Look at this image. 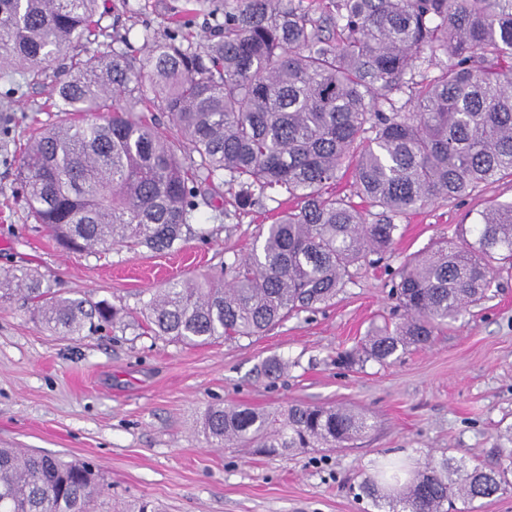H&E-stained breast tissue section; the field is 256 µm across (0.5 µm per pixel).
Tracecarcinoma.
<instances>
[{
  "label": "carcinoma",
  "instance_id": "1",
  "mask_svg": "<svg viewBox=\"0 0 512 512\" xmlns=\"http://www.w3.org/2000/svg\"><path fill=\"white\" fill-rule=\"evenodd\" d=\"M208 3L213 38L193 43L184 21L162 41L146 29L138 58L99 41L98 0H0L1 77L35 85L54 58L68 59L51 103L59 120L27 139L20 164L27 208L64 249L170 250L199 200L226 185L241 208L277 187L294 200L259 247L224 264L231 280L152 292L143 311L154 335L204 345L313 311L391 248L396 217L512 176V0H324L316 19L290 0H191L185 12ZM82 41L96 48L75 51ZM425 65L440 74L417 78ZM403 93L415 111H396ZM131 96L166 113L169 131L137 115ZM348 174L378 210L374 223L328 192ZM472 233L405 261L402 321L372 328L346 361L385 363L425 346L488 298L496 271L512 267V203L489 205ZM18 292L42 325L69 336L121 320L104 300L50 296L32 271L0 278V304ZM372 428L333 406H211L202 418L209 446L267 455L347 448ZM503 481L445 460L398 487L369 477L362 491L388 512H452L454 500L489 498ZM102 490L88 464L0 448V512H92Z\"/></svg>",
  "mask_w": 512,
  "mask_h": 512
}]
</instances>
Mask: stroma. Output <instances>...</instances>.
Masks as SVG:
<instances>
[{
	"label": "stroma",
	"instance_id": "1",
	"mask_svg": "<svg viewBox=\"0 0 512 512\" xmlns=\"http://www.w3.org/2000/svg\"><path fill=\"white\" fill-rule=\"evenodd\" d=\"M185 3L99 0L100 24L114 49L127 39L137 48L143 28L163 37ZM63 65L52 61L37 85L0 79V95L13 94L11 112H0V128L10 129L0 135V272L31 270L52 293L107 301L129 319L63 336L41 327L23 297L0 305V448L94 463L105 484L99 512H136L144 500L165 512H379L363 479L391 463L410 476L430 460L506 469L501 491L475 501L474 512H512V273L429 345L385 363L338 362L372 327L399 320L390 289L402 262L438 240L461 241L479 211L512 202V177L399 218L392 249L317 311L259 336L175 343L136 324L149 290L247 256L276 204L243 209L228 189L172 250L63 251L28 212L17 178L32 129L56 119L49 104ZM273 358L288 368L271 380L260 369ZM294 403L348 406L374 428L358 447L334 451L264 456L205 444L208 406Z\"/></svg>",
	"mask_w": 512,
	"mask_h": 512
}]
</instances>
